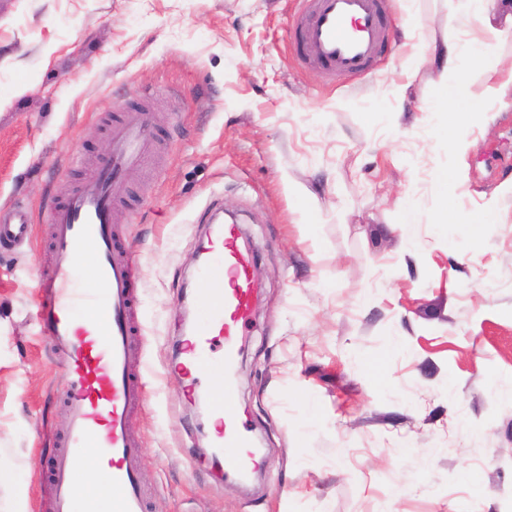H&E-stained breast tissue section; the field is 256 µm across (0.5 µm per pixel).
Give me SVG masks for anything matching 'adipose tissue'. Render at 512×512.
Returning <instances> with one entry per match:
<instances>
[{"label": "adipose tissue", "instance_id": "obj_1", "mask_svg": "<svg viewBox=\"0 0 512 512\" xmlns=\"http://www.w3.org/2000/svg\"><path fill=\"white\" fill-rule=\"evenodd\" d=\"M470 59L472 66L480 68L491 84L492 95L486 100H477L468 92L467 80L461 69L463 59ZM421 59L434 67L440 76L442 94L440 106L448 107V119L442 128L443 135L451 143L462 141L463 132L472 114L493 111L502 101L507 88L512 87V67L501 65L488 54V45L475 41L461 45L454 33H447L441 42L424 48ZM454 190L453 178L440 173L437 180L438 206L433 216L437 224H462L467 230H475L481 224H492L497 220L493 208L487 207L477 213H462L448 204Z\"/></svg>", "mask_w": 512, "mask_h": 512}]
</instances>
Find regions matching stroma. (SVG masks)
<instances>
[{
	"label": "stroma",
	"instance_id": "obj_1",
	"mask_svg": "<svg viewBox=\"0 0 512 512\" xmlns=\"http://www.w3.org/2000/svg\"><path fill=\"white\" fill-rule=\"evenodd\" d=\"M301 5L0 0V208L34 225L0 249V512L18 496L49 512L47 429L65 415L35 310L47 217L109 152L102 109L140 88L164 152L119 226L140 270L147 395L130 426L149 512H512V106L469 122L463 146L442 135L439 78L415 55L462 26L459 0H389L391 48L352 81L292 55ZM444 170L458 207H496L479 238L433 223ZM214 200L256 261L237 368L263 448L250 488L215 475L176 369Z\"/></svg>",
	"mask_w": 512,
	"mask_h": 512
}]
</instances>
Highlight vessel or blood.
<instances>
[{"mask_svg":"<svg viewBox=\"0 0 512 512\" xmlns=\"http://www.w3.org/2000/svg\"><path fill=\"white\" fill-rule=\"evenodd\" d=\"M289 40L300 60L342 77L366 70L384 52L390 30L386 0H306ZM150 94L140 90L109 125L112 150L93 160L83 178L66 191L48 215L52 262L37 283L36 314L58 369V390L66 409L46 481L51 512H99L82 474L88 449H95L112 489L111 512H146L139 478L141 447L130 412L146 397L133 377L132 314L137 301L135 270L113 226L134 172L155 163ZM33 235L26 211L0 219V242L21 243ZM238 225L210 229L198 270L203 321L192 334L187 363L204 388L215 418L224 422L213 437L225 474L243 476L259 467L246 412L238 401L234 364L240 338L257 299L255 258L240 242ZM88 253L86 276L76 259ZM94 317L84 326L80 312Z\"/></svg>","mask_w":512,"mask_h":512,"instance_id":"vessel-or-blood-1","label":"vessel or blood"}]
</instances>
